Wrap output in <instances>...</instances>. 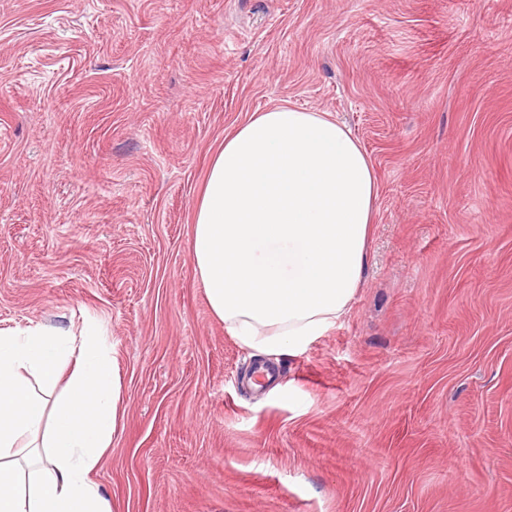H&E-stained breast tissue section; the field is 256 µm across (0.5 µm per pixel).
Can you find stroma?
<instances>
[{"label":"stroma","mask_w":512,"mask_h":512,"mask_svg":"<svg viewBox=\"0 0 512 512\" xmlns=\"http://www.w3.org/2000/svg\"><path fill=\"white\" fill-rule=\"evenodd\" d=\"M277 105L345 123L378 193L362 288L270 393L191 241ZM89 319L111 512H512V0H0V328Z\"/></svg>","instance_id":"1"}]
</instances>
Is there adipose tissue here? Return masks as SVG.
<instances>
[{
	"instance_id": "1",
	"label": "adipose tissue",
	"mask_w": 512,
	"mask_h": 512,
	"mask_svg": "<svg viewBox=\"0 0 512 512\" xmlns=\"http://www.w3.org/2000/svg\"><path fill=\"white\" fill-rule=\"evenodd\" d=\"M377 184L324 112L278 105L224 138L194 208L213 314L251 356L299 351L347 312L367 266ZM121 379L96 322L0 328V512H111L92 478Z\"/></svg>"
}]
</instances>
